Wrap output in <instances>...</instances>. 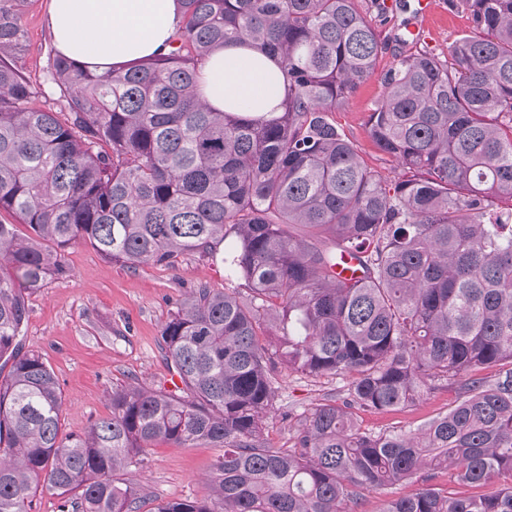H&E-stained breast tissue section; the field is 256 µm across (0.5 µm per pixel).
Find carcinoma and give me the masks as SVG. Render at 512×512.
Returning a JSON list of instances; mask_svg holds the SVG:
<instances>
[{
	"mask_svg": "<svg viewBox=\"0 0 512 512\" xmlns=\"http://www.w3.org/2000/svg\"><path fill=\"white\" fill-rule=\"evenodd\" d=\"M386 2L181 0L167 53L101 75L56 53L34 84L19 65L28 0H0V213L27 227L0 222V512H28L40 488L59 512H138L135 477L160 440L219 454L211 502L154 512H348L357 490L425 470L512 478V368L479 375L512 364V0H451L472 32L449 60L401 47L409 21ZM373 9L395 28L368 118L391 177L329 117L388 48ZM232 43L279 61L281 111L198 98L199 64ZM53 95L60 111L37 106ZM76 242L130 267L219 257L242 285H200L163 325L186 396L115 388L111 417L63 437L57 379L17 338ZM279 364L350 378L342 403L300 417L290 448L265 436ZM442 381L460 397L418 433L355 417ZM382 512H512V484L471 497L427 485Z\"/></svg>",
	"mask_w": 512,
	"mask_h": 512,
	"instance_id": "obj_1",
	"label": "carcinoma"
}]
</instances>
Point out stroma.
Listing matches in <instances>:
<instances>
[{"label":"stroma","instance_id":"1","mask_svg":"<svg viewBox=\"0 0 512 512\" xmlns=\"http://www.w3.org/2000/svg\"><path fill=\"white\" fill-rule=\"evenodd\" d=\"M436 3L442 15L429 23L426 42L446 56L455 41L469 32L470 21L448 0ZM48 5L49 0H30L24 15L28 45L21 64L34 82L41 80L54 47ZM393 60L392 53H384L376 75L332 115L368 167L385 176L392 175L394 164L372 143L367 120L383 94L379 75ZM63 262L68 276L48 281L30 296L21 344L23 350L40 353L54 371L63 401L62 431L69 435L83 433L90 422L111 415L110 395L115 388L134 384L170 391L174 370L161 328L191 290L202 284L222 290L226 276L222 262L189 253L171 266L148 262L132 269L106 259L86 243L68 248ZM348 385L345 376L309 377L279 368L266 427L270 445L292 447L301 413L327 399L344 400ZM458 397L457 385L442 382L406 407L361 410L357 420L362 429L376 433L415 430L446 413ZM217 454L214 448H184L168 441L149 447L148 465L138 477L140 512H152L162 501L206 498Z\"/></svg>","mask_w":512,"mask_h":512}]
</instances>
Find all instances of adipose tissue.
Wrapping results in <instances>:
<instances>
[{
    "instance_id": "ef3b65f1",
    "label": "adipose tissue",
    "mask_w": 512,
    "mask_h": 512,
    "mask_svg": "<svg viewBox=\"0 0 512 512\" xmlns=\"http://www.w3.org/2000/svg\"><path fill=\"white\" fill-rule=\"evenodd\" d=\"M182 23L180 0H50L58 52L102 74L168 51ZM200 99L216 112H276L285 95L279 64L248 45L221 48L199 68Z\"/></svg>"
}]
</instances>
